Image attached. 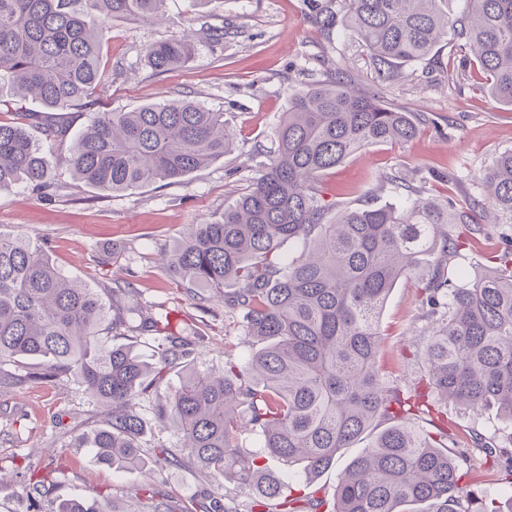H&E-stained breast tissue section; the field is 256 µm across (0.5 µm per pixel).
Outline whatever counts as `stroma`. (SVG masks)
Listing matches in <instances>:
<instances>
[{
	"label": "stroma",
	"mask_w": 512,
	"mask_h": 512,
	"mask_svg": "<svg viewBox=\"0 0 512 512\" xmlns=\"http://www.w3.org/2000/svg\"><path fill=\"white\" fill-rule=\"evenodd\" d=\"M164 17L155 23L123 20L111 24L103 45V63L112 77L105 91L86 108L63 113L71 135H78L91 112H127L173 98L200 101L224 115L234 148L208 167L176 183L157 182L108 193L75 179L62 158L66 147L47 146L52 187L37 193L19 185L0 192V232L47 243L52 263L65 275L107 293L113 280L132 282L120 300L122 309L164 306L173 324L193 336V357L201 369L221 374L225 362L245 364L253 350L238 332H225L227 309L215 302L199 307L189 289L170 276L163 254L190 225L218 220L273 158L278 127L292 89L328 80L337 68L354 74L365 93H378L391 106L412 113L418 135L408 144H380L347 158L318 180L324 203L344 207L401 206L408 199L433 198L462 204L484 198L480 177L496 155L512 150V108L497 103L476 67L460 68L465 50L455 40L425 59L405 64L400 79L381 82L357 36L343 26L324 33L308 20L307 0H165ZM189 37L196 45L187 66L153 74L145 49L157 42ZM457 70L449 78V70ZM472 225L452 224L451 235H464L461 254L449 269L473 275L495 264L496 252L512 242V220L484 218L475 210ZM112 264H100L103 253ZM420 269L401 277L380 316L386 374L403 395L425 389L423 344L435 324L421 303ZM0 364V512H57L60 503L91 494L117 512H152L159 500L181 506L202 500L211 490L188 456L156 471L152 479L101 465L87 439L102 414L70 377L21 387L4 386L17 375ZM155 400L141 406L145 455L160 447L175 449L180 436L158 423ZM454 426L459 449L468 451L470 477L490 496L512 492L487 470L473 448L472 434L496 437L504 422L491 407L443 409ZM357 454L344 449L335 464L313 481L283 473L293 495L333 499L338 475Z\"/></svg>",
	"instance_id": "35a3bbf8"
}]
</instances>
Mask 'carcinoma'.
Instances as JSON below:
<instances>
[{
    "label": "carcinoma",
    "mask_w": 512,
    "mask_h": 512,
    "mask_svg": "<svg viewBox=\"0 0 512 512\" xmlns=\"http://www.w3.org/2000/svg\"><path fill=\"white\" fill-rule=\"evenodd\" d=\"M164 0H0V75L44 109L84 105L102 85L103 41L111 21L151 20ZM311 22L331 31L340 22L366 47L383 80L402 64L461 38L486 75L489 94L512 107V0H471L463 24L441 9L442 0H308ZM188 39L149 46L146 66L156 74L187 64ZM39 116L14 110L0 121V191L25 184L48 187L44 143L65 138L61 124L41 123L44 141L29 126ZM417 133L412 117L376 95L350 86L343 73L289 94L275 159L264 166L235 205L211 224H193L167 256L169 274L207 303L225 298L241 334L258 345L244 366L228 362L219 378L191 358L193 340L164 331L169 312L133 310L139 335L152 342L146 356L109 335L126 327L110 315L100 293L62 274L46 250L24 237L0 234V362L41 365L13 383L74 378L105 412L90 440L97 460L119 471L172 466L192 457L216 481H234L258 493L252 509L304 512L285 495L280 468L316 476L343 448L373 426L390 422L346 467L326 512H512L486 492L461 484L465 453L448 450L453 434L425 418L432 404L411 402L383 380L379 318L398 279L431 256L460 254L448 225L467 224L471 212L452 202L416 200L400 208H345L327 224L318 178L356 151L402 144ZM232 135L224 113L177 99L128 112H91L65 164L72 175L106 192L156 182L175 183L224 157ZM489 203L512 216V151L498 155L482 176ZM307 251L285 263V247ZM497 265L469 279L448 276L438 263L422 288V305L437 326L423 350L435 402L460 408L493 406L512 427V248ZM236 285L224 296V286ZM184 361L179 385L158 396L155 417L182 434L183 446L159 448L153 461L138 437L142 398L158 391L166 369ZM258 431L263 455L237 445L246 428ZM492 465L505 446L477 438ZM59 512H107L93 497L63 501Z\"/></svg>",
    "instance_id": "cac0c4a2"
}]
</instances>
